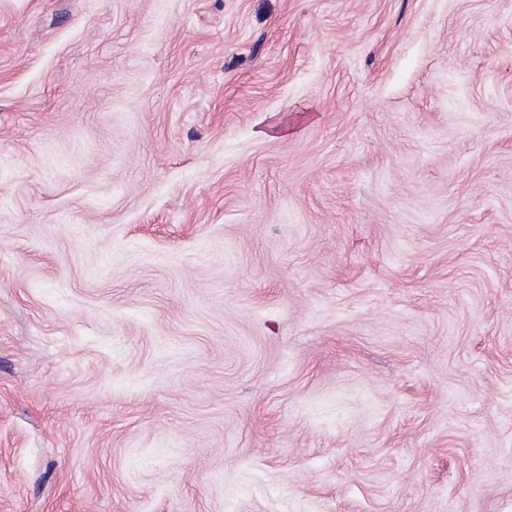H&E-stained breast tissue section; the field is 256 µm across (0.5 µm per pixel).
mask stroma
<instances>
[{
    "instance_id": "35a3bbf8",
    "label": "stroma",
    "mask_w": 512,
    "mask_h": 512,
    "mask_svg": "<svg viewBox=\"0 0 512 512\" xmlns=\"http://www.w3.org/2000/svg\"><path fill=\"white\" fill-rule=\"evenodd\" d=\"M0 512H512V0H0Z\"/></svg>"
}]
</instances>
